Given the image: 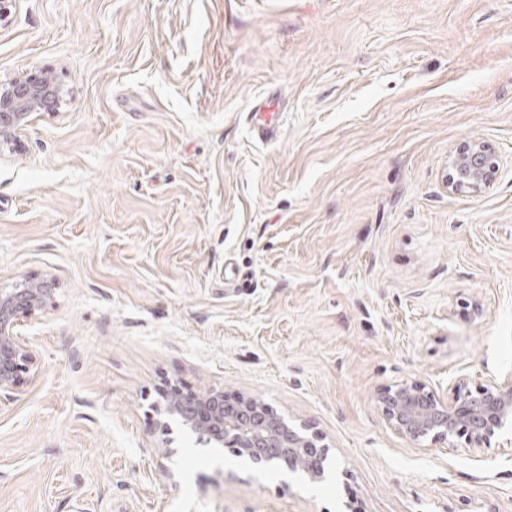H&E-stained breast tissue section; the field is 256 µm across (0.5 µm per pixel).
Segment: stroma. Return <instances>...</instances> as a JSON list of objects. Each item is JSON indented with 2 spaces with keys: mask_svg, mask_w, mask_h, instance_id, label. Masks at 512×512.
Returning <instances> with one entry per match:
<instances>
[{
  "mask_svg": "<svg viewBox=\"0 0 512 512\" xmlns=\"http://www.w3.org/2000/svg\"><path fill=\"white\" fill-rule=\"evenodd\" d=\"M0 288L51 278L0 401V512H512V447H419L378 395L512 377V0H16ZM277 139L252 133L266 101ZM479 139L499 170L445 187ZM309 425L315 485L177 429L166 384ZM65 84L47 70L22 71L0 85V147L17 143L35 112H50L65 94ZM448 166L451 170L447 182L449 191L480 193L490 187L498 169V157L487 142L470 141L448 156Z\"/></svg>",
  "mask_w": 512,
  "mask_h": 512,
  "instance_id": "stroma-1",
  "label": "stroma"
}]
</instances>
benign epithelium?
<instances>
[{
    "label": "benign epithelium",
    "mask_w": 512,
    "mask_h": 512,
    "mask_svg": "<svg viewBox=\"0 0 512 512\" xmlns=\"http://www.w3.org/2000/svg\"><path fill=\"white\" fill-rule=\"evenodd\" d=\"M65 91V84L47 70L23 71L1 84L0 147L18 142L32 115L54 110ZM448 166L449 191L480 193L490 187L498 157L490 144L470 141L448 156ZM55 290L52 278H23L0 289V401L14 399L19 374L33 360L32 345L19 330L20 318L43 312ZM160 396L156 412L161 435L169 434L173 421L199 440L230 447L255 465L286 459L290 470L300 464L310 482L326 479L328 447L306 435L307 425L292 426L274 415L261 398L242 395L229 402L222 390L184 394L173 386ZM377 407L385 425L412 444H449L457 436L479 448L512 428V378L492 379L474 389L461 379L450 396L420 379L406 378L386 388Z\"/></svg>",
    "instance_id": "benign-epithelium-1"
}]
</instances>
